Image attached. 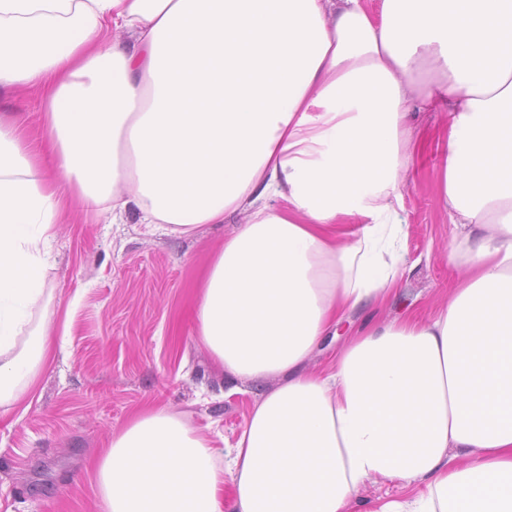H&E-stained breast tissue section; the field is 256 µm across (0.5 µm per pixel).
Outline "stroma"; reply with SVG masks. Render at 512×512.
I'll list each match as a JSON object with an SVG mask.
<instances>
[{"label": "stroma", "mask_w": 512, "mask_h": 512, "mask_svg": "<svg viewBox=\"0 0 512 512\" xmlns=\"http://www.w3.org/2000/svg\"><path fill=\"white\" fill-rule=\"evenodd\" d=\"M2 112L23 118L29 140H39L35 93L1 91ZM448 124L444 112L410 118L417 156L402 218L414 268L384 307L363 309L357 319L427 316L453 283L443 256L451 226L440 200ZM234 225L151 235L136 211L108 224L69 204L55 237L41 246L45 295L68 327L69 345L43 371L30 403L0 415V512H100L86 460L150 403L233 438L265 386L226 395L223 369L191 335L190 309Z\"/></svg>", "instance_id": "stroma-1"}]
</instances>
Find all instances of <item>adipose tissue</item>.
<instances>
[{
    "label": "adipose tissue",
    "instance_id": "adipose-tissue-1",
    "mask_svg": "<svg viewBox=\"0 0 512 512\" xmlns=\"http://www.w3.org/2000/svg\"><path fill=\"white\" fill-rule=\"evenodd\" d=\"M0 410L58 348L39 245L83 207L224 238L192 331L230 392L272 380L235 440L135 412L86 468L102 512H512V0H0ZM450 114L438 310L355 324L412 267L411 112ZM334 346L331 362L310 361ZM10 112L26 121L30 141L37 143L41 135L37 97L33 92L8 91L0 93V113ZM415 489L414 484L405 486L398 481L374 479L366 483L360 492V496L367 505H375L389 498L411 493Z\"/></svg>",
    "mask_w": 512,
    "mask_h": 512
}]
</instances>
